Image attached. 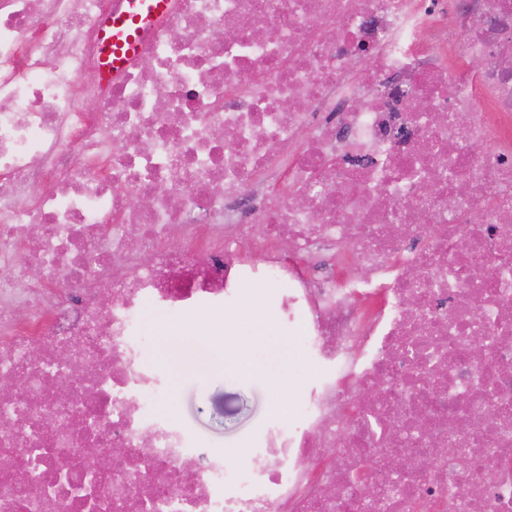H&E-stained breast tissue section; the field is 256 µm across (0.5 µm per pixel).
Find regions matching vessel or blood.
Returning <instances> with one entry per match:
<instances>
[{
  "instance_id": "obj_1",
  "label": "vessel or blood",
  "mask_w": 512,
  "mask_h": 512,
  "mask_svg": "<svg viewBox=\"0 0 512 512\" xmlns=\"http://www.w3.org/2000/svg\"><path fill=\"white\" fill-rule=\"evenodd\" d=\"M171 0H127L125 9L112 21L113 33L104 34L103 71L119 74L137 54V46L149 25L165 14Z\"/></svg>"
}]
</instances>
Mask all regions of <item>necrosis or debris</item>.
<instances>
[{"instance_id": "necrosis-or-debris-1", "label": "necrosis or debris", "mask_w": 512, "mask_h": 512, "mask_svg": "<svg viewBox=\"0 0 512 512\" xmlns=\"http://www.w3.org/2000/svg\"><path fill=\"white\" fill-rule=\"evenodd\" d=\"M116 6L0 0V512H512V0H172L106 78ZM249 285L314 373L231 463L145 317Z\"/></svg>"}]
</instances>
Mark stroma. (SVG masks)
<instances>
[{"instance_id":"1","label":"stroma","mask_w":512,"mask_h":512,"mask_svg":"<svg viewBox=\"0 0 512 512\" xmlns=\"http://www.w3.org/2000/svg\"><path fill=\"white\" fill-rule=\"evenodd\" d=\"M226 318L242 319L250 335L222 347L211 339L216 321L181 336L174 320L151 318L150 359L172 383L165 410L201 447L232 457L264 436L275 416L271 403L277 387L296 396L312 368L289 349L271 311L244 319L231 311Z\"/></svg>"}]
</instances>
